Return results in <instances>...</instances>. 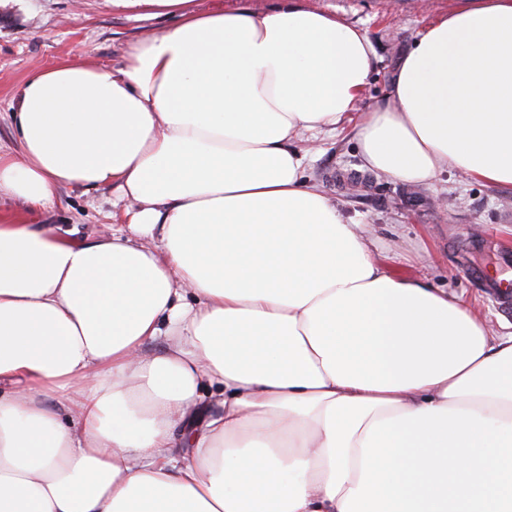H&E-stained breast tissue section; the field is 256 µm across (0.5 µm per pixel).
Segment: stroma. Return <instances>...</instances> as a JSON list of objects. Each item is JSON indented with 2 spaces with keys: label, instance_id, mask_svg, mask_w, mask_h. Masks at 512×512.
I'll list each match as a JSON object with an SVG mask.
<instances>
[{
  "label": "stroma",
  "instance_id": "1",
  "mask_svg": "<svg viewBox=\"0 0 512 512\" xmlns=\"http://www.w3.org/2000/svg\"><path fill=\"white\" fill-rule=\"evenodd\" d=\"M366 30L377 62L366 101L383 97L399 60L429 19L470 0H296ZM179 15L150 7H121L112 0H0V150L17 149L12 102L44 67L70 62L119 67L141 37L174 26ZM305 176L320 185L351 222L369 225L377 248L396 272L440 288L471 306L492 325L512 315L486 299L471 269L512 279V187H496L459 173L431 186L412 187L361 170L351 128L324 134L305 160ZM128 201L111 188L86 192L59 185L54 207L37 216L83 239L107 231Z\"/></svg>",
  "mask_w": 512,
  "mask_h": 512
}]
</instances>
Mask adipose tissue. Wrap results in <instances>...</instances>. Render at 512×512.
<instances>
[{
  "mask_svg": "<svg viewBox=\"0 0 512 512\" xmlns=\"http://www.w3.org/2000/svg\"><path fill=\"white\" fill-rule=\"evenodd\" d=\"M114 2L180 21L29 78L0 152L30 212L133 203L90 240L0 218V512H512V330L386 267L296 145L350 123L375 174L511 187L512 0L432 19L369 104L336 15Z\"/></svg>",
  "mask_w": 512,
  "mask_h": 512,
  "instance_id": "ef3b65f1",
  "label": "adipose tissue"
}]
</instances>
